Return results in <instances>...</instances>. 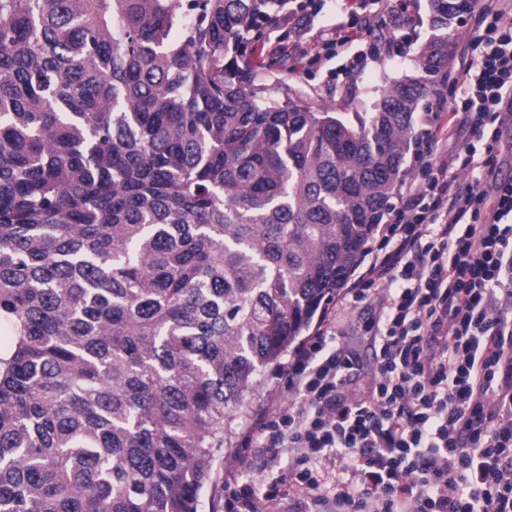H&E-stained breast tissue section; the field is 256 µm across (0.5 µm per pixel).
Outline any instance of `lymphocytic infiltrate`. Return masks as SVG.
<instances>
[{"label": "lymphocytic infiltrate", "mask_w": 512, "mask_h": 512, "mask_svg": "<svg viewBox=\"0 0 512 512\" xmlns=\"http://www.w3.org/2000/svg\"><path fill=\"white\" fill-rule=\"evenodd\" d=\"M471 9L482 52L459 63L423 117L418 175L336 308H371L370 382L355 390L344 338L326 324L288 359L291 398L247 429L271 461L290 452L308 512L329 496L341 512H512V180L499 179L496 155L512 111V0ZM359 11L386 13L381 0L342 5L330 36L297 37L289 57L352 51L368 34ZM250 468L225 467V512H272L279 492Z\"/></svg>", "instance_id": "1"}]
</instances>
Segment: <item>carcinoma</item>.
Listing matches in <instances>:
<instances>
[{"mask_svg": "<svg viewBox=\"0 0 512 512\" xmlns=\"http://www.w3.org/2000/svg\"><path fill=\"white\" fill-rule=\"evenodd\" d=\"M288 2L0 0V512H198L364 256L471 0L368 112L257 83Z\"/></svg>", "mask_w": 512, "mask_h": 512, "instance_id": "1", "label": "carcinoma"}]
</instances>
